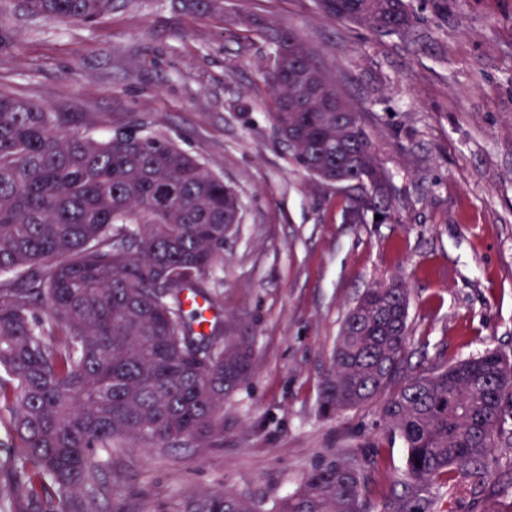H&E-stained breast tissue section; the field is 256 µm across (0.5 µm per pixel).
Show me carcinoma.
Segmentation results:
<instances>
[{
  "label": "carcinoma",
  "mask_w": 512,
  "mask_h": 512,
  "mask_svg": "<svg viewBox=\"0 0 512 512\" xmlns=\"http://www.w3.org/2000/svg\"><path fill=\"white\" fill-rule=\"evenodd\" d=\"M115 0H16L20 16L91 25ZM224 19V0H172ZM321 12L384 34L413 23L405 0H318ZM274 50L270 116L297 167L348 185L343 220H396L392 184L359 113L291 29L256 17ZM342 99V112L324 108ZM88 113L54 112L0 92V512H99L96 454L114 448L224 445V402L253 374L255 340L210 333L189 300L208 304L238 194L194 155L143 125L97 134ZM409 291L399 277L349 307L324 378L321 407L376 401L407 450L395 512H432L413 484L476 483L512 405V360L498 350L403 375ZM356 461L320 457L288 496L266 507L224 490L176 512H363Z\"/></svg>",
  "instance_id": "cac0c4a2"
}]
</instances>
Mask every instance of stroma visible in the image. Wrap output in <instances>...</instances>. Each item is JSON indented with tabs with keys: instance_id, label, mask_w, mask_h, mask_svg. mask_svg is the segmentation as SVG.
Instances as JSON below:
<instances>
[{
	"instance_id": "obj_1",
	"label": "stroma",
	"mask_w": 512,
	"mask_h": 512,
	"mask_svg": "<svg viewBox=\"0 0 512 512\" xmlns=\"http://www.w3.org/2000/svg\"><path fill=\"white\" fill-rule=\"evenodd\" d=\"M407 2L401 34L334 21L316 0H224L220 21L170 0L117 5L92 26L11 17L1 89L94 113L104 129L144 124L243 202L206 313L256 339L254 375L224 405V445L100 455L101 512H176L218 489L270 502L330 451L356 460L366 512H383L404 491L402 441L378 403L320 405L347 309L375 283L396 276L410 290L406 371L512 356V0ZM240 13L294 30L358 109L397 222L344 223L345 190L293 163L267 107L272 50ZM411 491L442 512H512V448L492 455L480 489L457 470Z\"/></svg>"
}]
</instances>
